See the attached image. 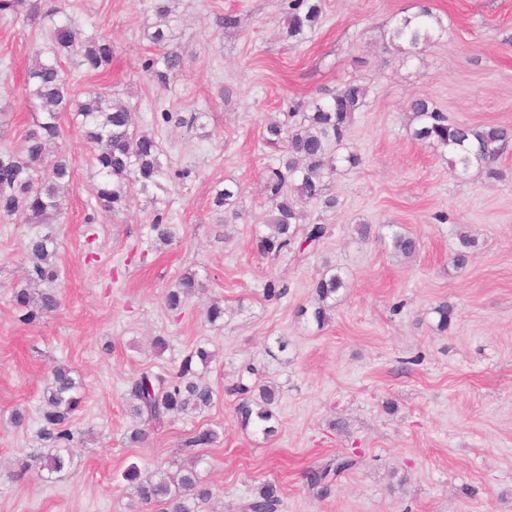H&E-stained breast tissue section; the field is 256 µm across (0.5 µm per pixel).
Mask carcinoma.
Returning <instances> with one entry per match:
<instances>
[{"label":"carcinoma","instance_id":"obj_1","mask_svg":"<svg viewBox=\"0 0 512 512\" xmlns=\"http://www.w3.org/2000/svg\"><path fill=\"white\" fill-rule=\"evenodd\" d=\"M44 0H0V13L24 15L35 21L44 17ZM286 38L300 43L314 29L322 14L321 0H288ZM441 22L427 5L418 12L398 19L388 31V41L399 54L417 53L420 46L433 43ZM56 45L54 57L39 61L25 80L26 98L36 111L33 126L17 149L0 148V217L19 224H34L40 230L26 237L22 255L28 263V283L53 282L57 279L55 265L56 238L53 225L62 214L60 191L69 183L73 163L61 147H53L60 138V117L64 112L72 120L90 148V160L97 169L98 183L93 187L96 203L118 212L125 209L132 198V188L145 191L151 186L162 187L165 177L160 161L161 149L155 137L138 128L136 110L126 104L109 100L94 92L79 93L58 57L75 54L79 65L88 72H98L112 62V42L102 36L81 34L65 19L55 24L52 31ZM158 50L145 64V72L161 85L182 65V56L168 49L169 30L160 26L148 35ZM367 88L348 83L326 100L314 101L303 113V123L290 127L282 121L265 126L266 144L282 148L278 164L266 170L264 194L269 212L263 229L252 238L253 248L262 256L277 257L291 251L299 259L307 258L328 235L324 224L303 223L301 203L315 201L326 209L338 204L337 197L326 192V178L337 170L340 161L355 168L360 158L349 153L340 158L336 147L355 120L356 113L365 105ZM410 112L416 127V139L427 141L448 152L451 171L465 172L474 165L496 159L512 142V130L500 125L474 127L451 122L446 112L428 97L411 100ZM241 195L236 182L224 185L214 197L220 211L237 216L234 206ZM460 249L455 264L465 266L475 239L467 234L459 236ZM394 254L410 259L420 250L419 241L398 228L391 232ZM203 288L197 273L184 274L166 295L169 309L177 310L185 300ZM348 288L346 275L330 269L312 285L313 300L300 310V316L321 328L330 320V311L339 295ZM14 305L22 312L21 320L32 323L59 307L54 292L34 295L29 288L13 292ZM213 353L199 345L181 362L172 375L143 370L128 384L127 405L140 427L129 436L130 442L139 443L147 429L156 422L174 420L182 414L210 406L214 391L202 374L194 369L195 363L207 368ZM257 370L246 365L238 372L234 391L240 395L236 416L243 427L253 426L264 436L277 433L279 422L274 408L280 399L278 388L252 380ZM79 384L73 370L60 364L51 371V379L44 391L41 427L38 438L54 452L32 455L40 468L61 473L71 464L70 455L61 452L71 447L74 435L67 427L71 416L80 408ZM220 435L212 427H200L186 441V447H208ZM357 459L351 455L338 456L314 467L306 473L309 489L323 498L330 495L336 478L354 468ZM125 481L134 487L143 504L156 503L160 512H201V505L212 496L211 488L204 484L194 469L175 477L160 475L144 478L137 465H130L123 473ZM280 505L278 486L265 482L257 487L244 505L245 512H277Z\"/></svg>","mask_w":512,"mask_h":512}]
</instances>
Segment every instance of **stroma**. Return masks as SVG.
I'll use <instances>...</instances> for the list:
<instances>
[{"label": "stroma", "mask_w": 512, "mask_h": 512, "mask_svg": "<svg viewBox=\"0 0 512 512\" xmlns=\"http://www.w3.org/2000/svg\"><path fill=\"white\" fill-rule=\"evenodd\" d=\"M167 3L169 46L183 61L163 86L144 72L155 54L146 34L161 23L154 0H55L82 34L112 42L100 76L61 57L73 82L133 106L164 170L189 176L106 210L92 195L89 148L63 113L60 144L74 172L55 226L51 288L61 307L28 324L12 295L27 284L21 242L30 227L0 220V512H142L122 478L132 463L147 476L196 464L213 492L208 512H241L264 482L279 485L280 512H512V145L491 166L451 172L446 153L413 138L408 110L426 96L452 121L512 126V0H431L442 29L406 57L386 32L419 0H322L319 26L300 43L285 36V0ZM227 15L235 25H223ZM54 22L0 14V147H18L32 122L26 71L52 57ZM349 82L369 93L337 151L361 163L330 179L335 209L305 207L329 235L299 263L259 255L251 240L267 210L263 176L279 154L262 139L266 123ZM164 112L175 121L163 122ZM230 181L242 187L238 215L221 224L213 196ZM160 211L171 226L166 245L150 231ZM360 222L409 231L418 256L403 261L388 240H360ZM463 229L478 246L459 269ZM330 267L349 287L320 328L298 309ZM189 271L203 289L169 310L168 290ZM270 281L287 295L266 299ZM215 299L225 314L212 325L205 312ZM443 302L454 308L445 331L434 312ZM159 336L162 351L151 345ZM199 344L215 353L204 373L212 405L130 443L129 379L172 371ZM59 363L81 381L83 404L70 420L72 462L51 475L27 461ZM247 364L281 391L268 438L241 427L226 391ZM17 408L20 427L9 420ZM206 425L218 429L216 445L186 447ZM352 453L356 467L328 497L309 491L310 468Z\"/></svg>", "instance_id": "1"}]
</instances>
